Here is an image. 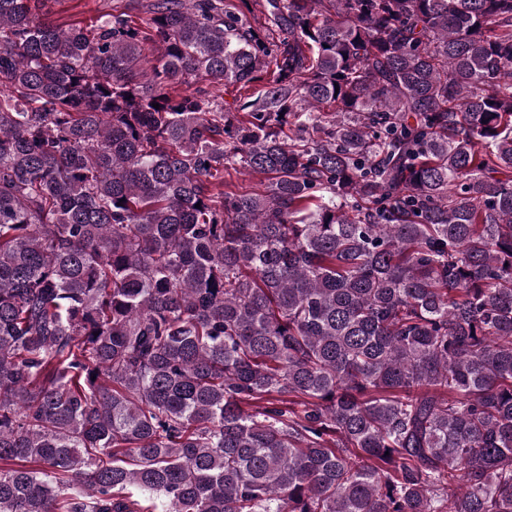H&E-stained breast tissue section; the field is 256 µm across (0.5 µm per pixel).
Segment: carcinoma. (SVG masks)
Returning a JSON list of instances; mask_svg holds the SVG:
<instances>
[{"label":"carcinoma","mask_w":512,"mask_h":512,"mask_svg":"<svg viewBox=\"0 0 512 512\" xmlns=\"http://www.w3.org/2000/svg\"><path fill=\"white\" fill-rule=\"evenodd\" d=\"M48 2L0 0V512H512V0ZM108 0H52L50 20L67 27L71 23L87 22L102 13Z\"/></svg>","instance_id":"cac0c4a2"}]
</instances>
